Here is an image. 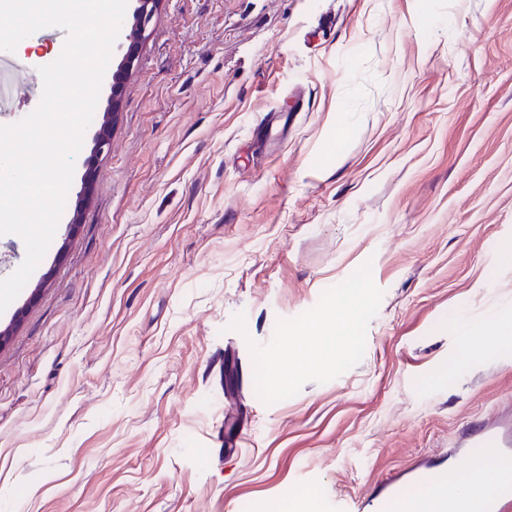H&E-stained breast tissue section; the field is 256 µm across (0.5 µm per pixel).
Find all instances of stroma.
<instances>
[{"label":"stroma","mask_w":512,"mask_h":512,"mask_svg":"<svg viewBox=\"0 0 512 512\" xmlns=\"http://www.w3.org/2000/svg\"><path fill=\"white\" fill-rule=\"evenodd\" d=\"M122 57L0 313V512H372L512 404V0H162L98 156ZM366 262L362 360L265 405L250 343Z\"/></svg>","instance_id":"obj_1"}]
</instances>
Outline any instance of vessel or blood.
<instances>
[{
	"instance_id": "vessel-or-blood-1",
	"label": "vessel or blood",
	"mask_w": 512,
	"mask_h": 512,
	"mask_svg": "<svg viewBox=\"0 0 512 512\" xmlns=\"http://www.w3.org/2000/svg\"><path fill=\"white\" fill-rule=\"evenodd\" d=\"M0 77L7 79L8 85L0 90V112H6L15 93L37 94L38 89L31 84L22 62L10 54L0 52ZM461 449L453 456L452 467L437 465L422 466L416 463L387 478L374 493L371 503L375 512H396L407 498L406 487L416 483L425 490L420 499V512H449L451 499L448 486L456 474L468 469L475 456L512 459V424L502 425L498 419H489L470 425L460 443ZM458 512H512V482H502L491 477L485 482L480 493L467 501Z\"/></svg>"
}]
</instances>
